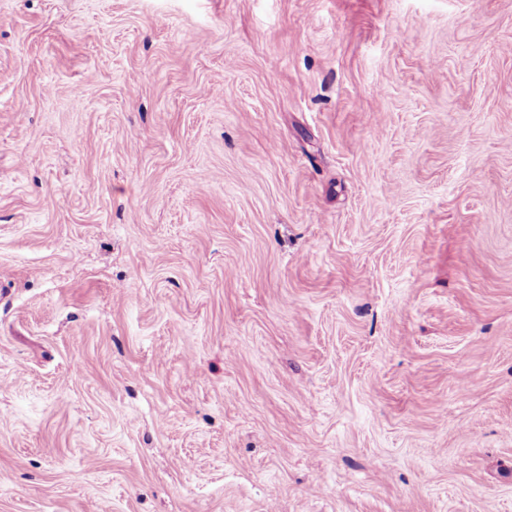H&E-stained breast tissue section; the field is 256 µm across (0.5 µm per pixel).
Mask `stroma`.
<instances>
[{
  "mask_svg": "<svg viewBox=\"0 0 512 512\" xmlns=\"http://www.w3.org/2000/svg\"><path fill=\"white\" fill-rule=\"evenodd\" d=\"M0 512H512V0H0Z\"/></svg>",
  "mask_w": 512,
  "mask_h": 512,
  "instance_id": "35a3bbf8",
  "label": "stroma"
}]
</instances>
